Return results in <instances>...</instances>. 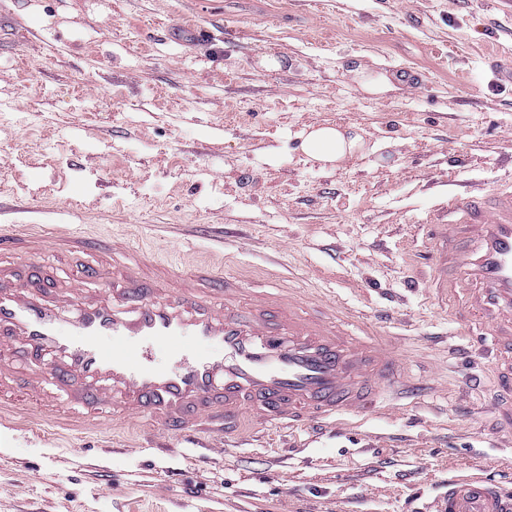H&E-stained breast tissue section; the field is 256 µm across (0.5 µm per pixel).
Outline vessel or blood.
Returning <instances> with one entry per match:
<instances>
[{
  "mask_svg": "<svg viewBox=\"0 0 512 512\" xmlns=\"http://www.w3.org/2000/svg\"><path fill=\"white\" fill-rule=\"evenodd\" d=\"M432 285L447 294L457 270L476 281L465 314L507 391L512 425V187L452 197L431 225ZM88 238L39 224L0 233L15 265L0 267V382L15 357L34 365L28 394L53 389L88 418L122 413L189 439L230 435L242 422L294 428L383 410L390 392L414 390L387 340L357 333L277 293L245 295L223 270L169 266L105 244L92 264L59 280L44 259L84 253ZM99 284L89 292L87 284ZM164 348L170 363H155ZM434 512H512V491L479 476L452 479Z\"/></svg>",
  "mask_w": 512,
  "mask_h": 512,
  "instance_id": "1",
  "label": "vessel or blood"
}]
</instances>
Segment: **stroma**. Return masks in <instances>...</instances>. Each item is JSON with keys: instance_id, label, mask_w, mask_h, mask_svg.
<instances>
[{"instance_id": "1", "label": "stroma", "mask_w": 512, "mask_h": 512, "mask_svg": "<svg viewBox=\"0 0 512 512\" xmlns=\"http://www.w3.org/2000/svg\"><path fill=\"white\" fill-rule=\"evenodd\" d=\"M207 30L202 45L173 28ZM273 56L282 67H261ZM512 11L499 0H0V224H68L180 272L223 265L246 290L397 339L421 385L386 414L254 428L224 451L109 414L56 433L64 406L0 401V512H425L449 478L512 489L478 320L429 294V213L471 185H512ZM407 67L377 98L353 71ZM322 125L367 151L321 167Z\"/></svg>"}]
</instances>
